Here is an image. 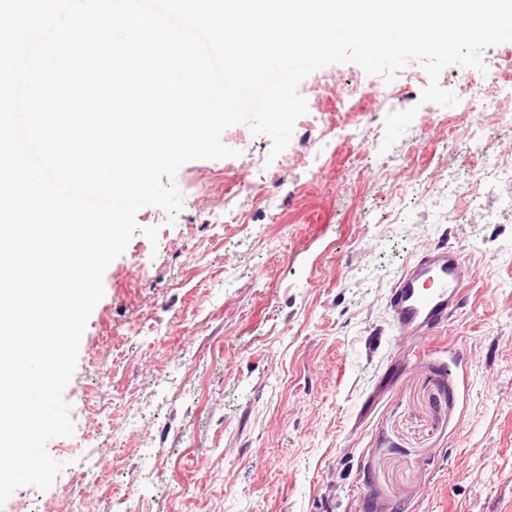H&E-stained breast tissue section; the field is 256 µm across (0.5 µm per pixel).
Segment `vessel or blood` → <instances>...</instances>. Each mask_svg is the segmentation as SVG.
I'll return each instance as SVG.
<instances>
[{
	"label": "vessel or blood",
	"mask_w": 512,
	"mask_h": 512,
	"mask_svg": "<svg viewBox=\"0 0 512 512\" xmlns=\"http://www.w3.org/2000/svg\"><path fill=\"white\" fill-rule=\"evenodd\" d=\"M465 267L452 245L425 250L398 278L390 296L400 335L431 336L444 329L465 297Z\"/></svg>",
	"instance_id": "vessel-or-blood-1"
}]
</instances>
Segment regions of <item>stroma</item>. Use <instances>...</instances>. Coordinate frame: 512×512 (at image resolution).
<instances>
[{
	"label": "stroma",
	"mask_w": 512,
	"mask_h": 512,
	"mask_svg": "<svg viewBox=\"0 0 512 512\" xmlns=\"http://www.w3.org/2000/svg\"><path fill=\"white\" fill-rule=\"evenodd\" d=\"M366 77L318 69L278 156L229 127L235 156L178 170L176 219L137 212L64 391L75 432L48 446L68 469L0 512H73L82 443L101 467L89 512H512V123L421 104L416 62L395 78L405 99L370 87L340 111ZM413 107L382 152L388 113ZM249 152L263 168H243ZM442 241L461 252L465 301L443 332L398 335L390 292Z\"/></svg>",
	"instance_id": "35a3bbf8"
}]
</instances>
